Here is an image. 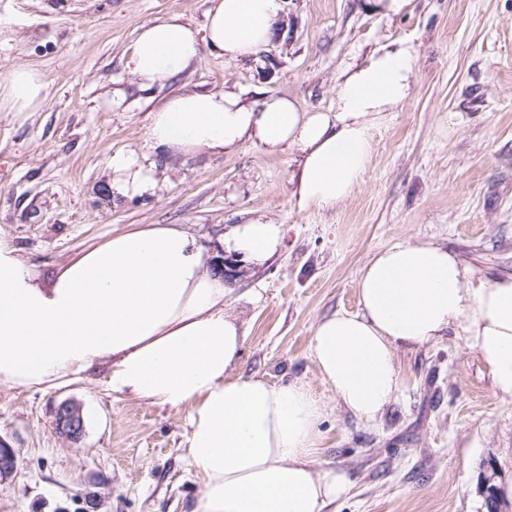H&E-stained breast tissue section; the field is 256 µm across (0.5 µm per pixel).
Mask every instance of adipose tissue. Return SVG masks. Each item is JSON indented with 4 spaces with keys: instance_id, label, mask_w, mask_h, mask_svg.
Returning a JSON list of instances; mask_svg holds the SVG:
<instances>
[{
    "instance_id": "1",
    "label": "adipose tissue",
    "mask_w": 512,
    "mask_h": 512,
    "mask_svg": "<svg viewBox=\"0 0 512 512\" xmlns=\"http://www.w3.org/2000/svg\"><path fill=\"white\" fill-rule=\"evenodd\" d=\"M282 0H214L203 29L174 15L139 31L128 67L146 89L185 73L202 47L248 59L272 40ZM415 54L403 42L348 71L331 108L314 112L268 95L246 103L230 91L183 90L152 112L145 139L174 158L222 153L254 142L297 148L299 209L330 208L362 182L373 132L411 91ZM47 84L32 65L0 76V112H37ZM112 192H154V165L136 152L109 160ZM281 227L236 225L224 247L260 262ZM448 249L402 242L376 253L358 282L361 310L318 320L312 355L347 410L371 419L399 386L395 350L461 326L489 367L497 393L512 397V276L474 285ZM230 289L179 224H138L62 264L43 284L0 234V384L48 389L109 364L112 391L183 409L186 457L203 489L192 512H324L346 494L345 473L319 466L314 446L322 406L304 384L274 386L234 371L245 335L224 309Z\"/></svg>"
}]
</instances>
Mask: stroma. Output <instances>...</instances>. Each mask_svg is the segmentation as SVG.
Returning a JSON list of instances; mask_svg holds the SVG:
<instances>
[{
    "label": "stroma",
    "instance_id": "35a3bbf8",
    "mask_svg": "<svg viewBox=\"0 0 512 512\" xmlns=\"http://www.w3.org/2000/svg\"><path fill=\"white\" fill-rule=\"evenodd\" d=\"M211 0H0V74L27 63L48 83L38 112H0V233L44 281L84 248L135 224H181L210 252L238 224L281 225L278 250L245 265L224 307L246 334L236 368L275 386L299 382L323 406L321 466L347 473L325 512H485L486 462L512 482V397L461 328L395 352L400 385L372 420L349 412L312 356L319 319L360 311L357 279L404 241L459 254L475 282L512 276V0H283L272 42L229 61L203 50L150 89L129 72L142 26L172 15L201 27ZM415 51L409 96L375 132L362 184L330 209L299 210L296 149L248 142L224 154L168 159L144 140L161 99L185 89L267 94L328 110L345 74L382 48ZM118 151L155 161L153 194L116 197ZM109 369L50 389L0 385V438L17 468L0 512H191L201 482L186 459L185 410L113 392ZM79 403V442L53 410Z\"/></svg>",
    "mask_w": 512,
    "mask_h": 512
}]
</instances>
